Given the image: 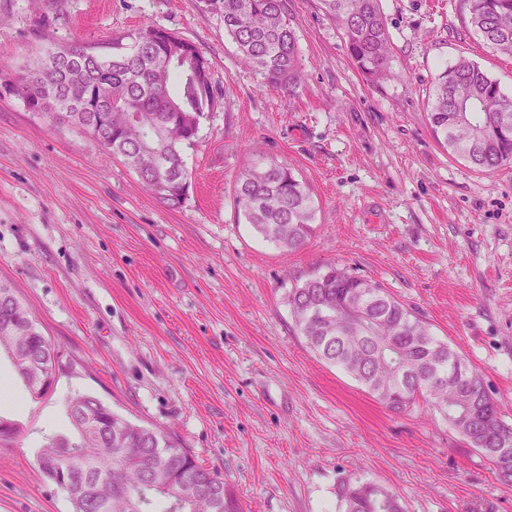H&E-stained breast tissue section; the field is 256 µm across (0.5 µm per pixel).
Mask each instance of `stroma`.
Listing matches in <instances>:
<instances>
[{"label":"stroma","instance_id":"stroma-1","mask_svg":"<svg viewBox=\"0 0 512 512\" xmlns=\"http://www.w3.org/2000/svg\"><path fill=\"white\" fill-rule=\"evenodd\" d=\"M392 78L369 84L320 0H286L303 86L261 87L204 0H0V83L36 53L108 54L146 24L195 44L217 105L185 151L177 207L141 188L78 127L0 98V281L58 351L30 395L7 357L0 512H72L39 470L67 398L96 397L219 472L243 512H340L343 481L383 484L406 512H512V482L436 411L388 410L320 361L288 292L340 264L411 308L484 378L512 424V164L476 171L433 134L426 102L458 57L512 95V54L487 47L462 0H382ZM265 158L309 184L314 232L288 252L238 216L243 167Z\"/></svg>","mask_w":512,"mask_h":512}]
</instances>
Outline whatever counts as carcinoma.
<instances>
[{
    "instance_id": "1",
    "label": "carcinoma",
    "mask_w": 512,
    "mask_h": 512,
    "mask_svg": "<svg viewBox=\"0 0 512 512\" xmlns=\"http://www.w3.org/2000/svg\"><path fill=\"white\" fill-rule=\"evenodd\" d=\"M345 38L354 65L371 83L391 77V38L382 0H321ZM469 23L496 50L512 53V0H466ZM224 20L239 60L265 88L296 95L301 86L295 19L285 0H207ZM122 51L104 55L71 46V55L43 56L8 89L26 105L56 101L54 118L82 129L121 159L140 184L156 193L155 166L164 163L170 191L160 201L186 198L183 152L200 121L214 110L207 59L193 43L146 25ZM434 135L477 171L512 164V97L478 63L462 56L438 76L428 104ZM235 207L266 241L302 247L313 231L309 186L275 160L249 163L235 186ZM295 327L317 356L341 367L393 412L420 406L441 413L496 472L512 480V425L502 418L483 376L426 322L378 284L329 265L288 293ZM12 288H0V353L14 357L17 376L54 378L58 353ZM73 435L45 437L37 463L52 482L68 484L72 512H242L224 479L177 447L168 435L136 425L86 394L67 403ZM343 512H405L401 495L381 484L343 483Z\"/></svg>"
}]
</instances>
